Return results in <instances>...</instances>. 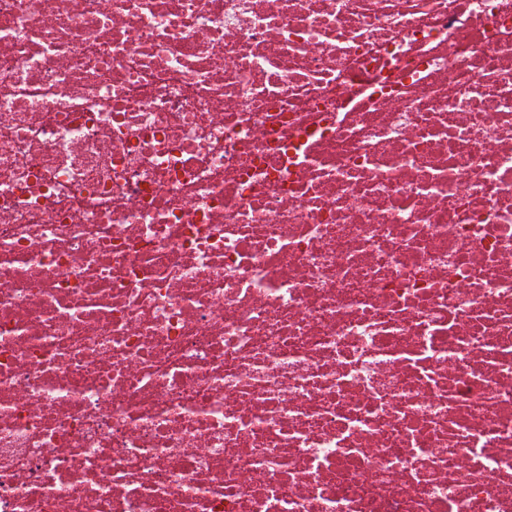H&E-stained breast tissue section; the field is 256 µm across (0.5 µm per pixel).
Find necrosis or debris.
Listing matches in <instances>:
<instances>
[{
	"label": "necrosis or debris",
	"instance_id": "1",
	"mask_svg": "<svg viewBox=\"0 0 512 512\" xmlns=\"http://www.w3.org/2000/svg\"><path fill=\"white\" fill-rule=\"evenodd\" d=\"M0 512H512V0H0Z\"/></svg>",
	"mask_w": 512,
	"mask_h": 512
}]
</instances>
